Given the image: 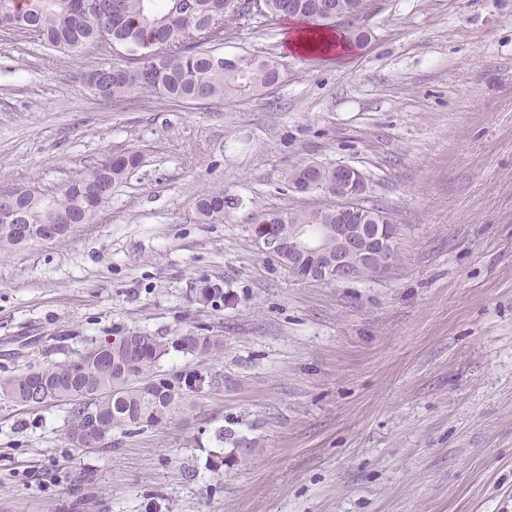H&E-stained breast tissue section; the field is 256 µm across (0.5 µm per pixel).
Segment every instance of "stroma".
I'll list each match as a JSON object with an SVG mask.
<instances>
[{"instance_id":"35a3bbf8","label":"stroma","mask_w":512,"mask_h":512,"mask_svg":"<svg viewBox=\"0 0 512 512\" xmlns=\"http://www.w3.org/2000/svg\"><path fill=\"white\" fill-rule=\"evenodd\" d=\"M289 26L223 48L278 57L283 83L203 106L103 100L101 49L0 36V188L144 157L95 223L0 256V376L132 331L224 340L158 365L212 376L194 417L108 448L65 439L67 405L0 400V512H512V0H373L341 64L292 53ZM307 163L365 174L393 267L305 283L259 251L254 211L324 205L289 186ZM214 187L240 204L205 224Z\"/></svg>"}]
</instances>
